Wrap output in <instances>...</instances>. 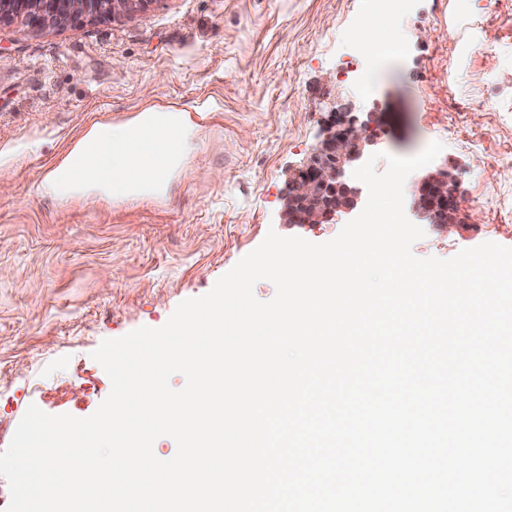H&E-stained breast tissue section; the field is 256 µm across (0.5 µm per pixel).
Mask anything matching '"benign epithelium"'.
I'll return each instance as SVG.
<instances>
[{
    "label": "benign epithelium",
    "instance_id": "1",
    "mask_svg": "<svg viewBox=\"0 0 512 512\" xmlns=\"http://www.w3.org/2000/svg\"><path fill=\"white\" fill-rule=\"evenodd\" d=\"M153 0H0V22L23 17L34 27L60 26L85 17L143 12ZM379 143L370 122L352 112H331L322 138L302 170L290 182L280 213L283 224H325L352 211L359 189L349 172L365 152ZM460 177L448 167L427 171L416 181L411 208L421 221L440 227L463 223L467 201Z\"/></svg>",
    "mask_w": 512,
    "mask_h": 512
}]
</instances>
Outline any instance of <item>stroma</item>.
Wrapping results in <instances>:
<instances>
[{
	"label": "stroma",
	"instance_id": "stroma-1",
	"mask_svg": "<svg viewBox=\"0 0 512 512\" xmlns=\"http://www.w3.org/2000/svg\"><path fill=\"white\" fill-rule=\"evenodd\" d=\"M403 2L395 26L369 33L405 35L383 65L352 38L379 0H152L116 20L0 24V451L29 405L92 415L111 391L100 344L162 327L268 230L338 235L340 220L280 221L332 110L375 113L376 172L439 141L437 163L468 181L464 226L425 225L414 256L512 247V6ZM148 107L209 116L162 196L42 191L85 130Z\"/></svg>",
	"mask_w": 512,
	"mask_h": 512
}]
</instances>
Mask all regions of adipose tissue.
I'll return each instance as SVG.
<instances>
[{
    "label": "adipose tissue",
    "mask_w": 512,
    "mask_h": 512,
    "mask_svg": "<svg viewBox=\"0 0 512 512\" xmlns=\"http://www.w3.org/2000/svg\"><path fill=\"white\" fill-rule=\"evenodd\" d=\"M191 126L183 111L150 108L120 125L90 128L50 171L46 191L63 196L111 197L114 187L126 196L163 194L180 168Z\"/></svg>",
    "instance_id": "adipose-tissue-1"
}]
</instances>
